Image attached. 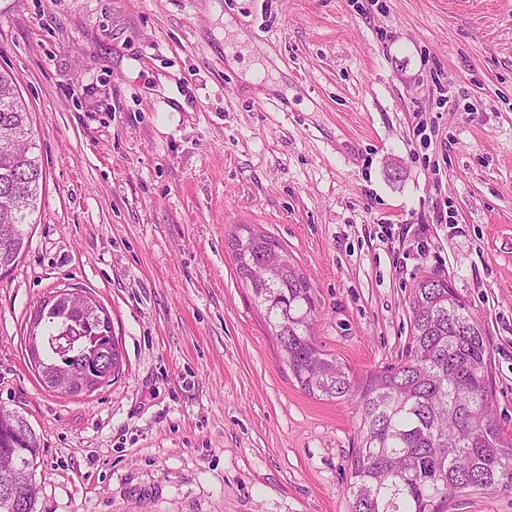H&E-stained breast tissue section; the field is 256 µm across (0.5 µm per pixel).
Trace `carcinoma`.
Returning a JSON list of instances; mask_svg holds the SVG:
<instances>
[{"label": "carcinoma", "instance_id": "1", "mask_svg": "<svg viewBox=\"0 0 512 512\" xmlns=\"http://www.w3.org/2000/svg\"><path fill=\"white\" fill-rule=\"evenodd\" d=\"M32 118L12 77L0 72V271H10L29 241L43 182ZM236 273L265 307L281 357L306 394L355 403L359 441L350 460L351 512H447L464 489L512 490V433L492 407L490 349L472 304L448 281L420 284L410 302L412 333L400 361L361 376L325 353L312 336V287L291 261L264 265L276 238L242 224L232 237ZM29 346L41 353L38 376L51 390L70 368L99 370L121 353L100 334L97 305L83 308L62 290L40 304ZM40 438L25 416L0 406V464L16 458V484L36 483Z\"/></svg>", "mask_w": 512, "mask_h": 512}]
</instances>
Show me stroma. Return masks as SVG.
Here are the masks:
<instances>
[{
	"label": "stroma",
	"mask_w": 512,
	"mask_h": 512,
	"mask_svg": "<svg viewBox=\"0 0 512 512\" xmlns=\"http://www.w3.org/2000/svg\"><path fill=\"white\" fill-rule=\"evenodd\" d=\"M0 69L46 172L0 275V405L43 447L33 512H351L356 407L280 363L239 224L287 248L317 343L357 374L405 350L418 279L448 278L512 431V0H0ZM74 285L121 369L52 392L28 319Z\"/></svg>",
	"instance_id": "stroma-1"
}]
</instances>
